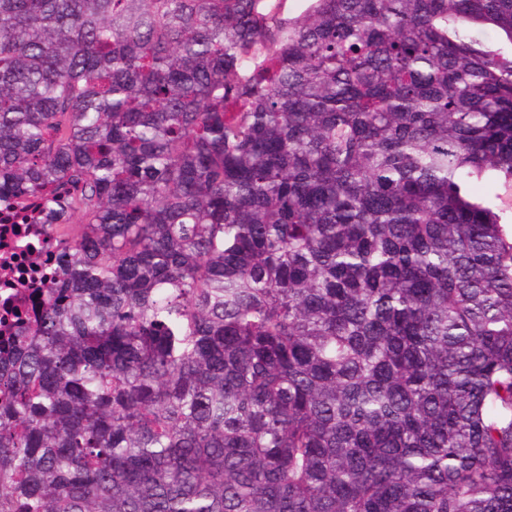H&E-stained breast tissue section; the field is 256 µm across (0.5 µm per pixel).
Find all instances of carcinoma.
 I'll return each mask as SVG.
<instances>
[{"label":"carcinoma","instance_id":"1","mask_svg":"<svg viewBox=\"0 0 512 512\" xmlns=\"http://www.w3.org/2000/svg\"><path fill=\"white\" fill-rule=\"evenodd\" d=\"M0 0V512H512V0ZM472 191L476 195L491 196L505 222V229L508 236L512 234V182H500L495 185H486L484 183H475ZM27 239L33 253L21 252L16 240ZM37 257V261L34 258ZM56 264V250L47 229L40 224H0V310L2 333L13 313L31 312L38 308L43 295L33 288L49 283L48 270Z\"/></svg>","mask_w":512,"mask_h":512}]
</instances>
